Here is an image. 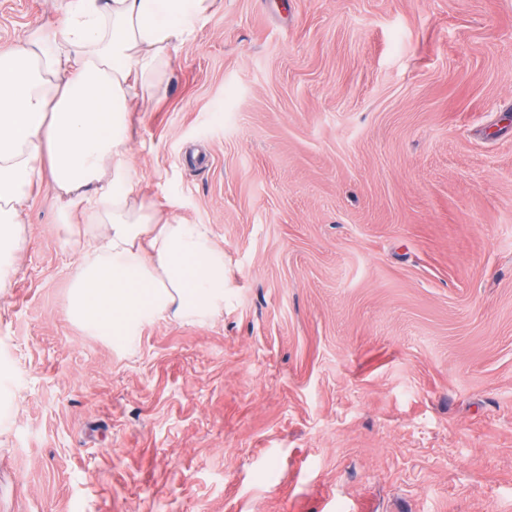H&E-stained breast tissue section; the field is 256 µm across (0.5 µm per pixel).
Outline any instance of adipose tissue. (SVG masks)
I'll list each match as a JSON object with an SVG mask.
<instances>
[{
	"mask_svg": "<svg viewBox=\"0 0 512 512\" xmlns=\"http://www.w3.org/2000/svg\"><path fill=\"white\" fill-rule=\"evenodd\" d=\"M216 0H63L51 28L0 51V287L23 240L36 187L58 220L104 225L72 285L71 313L113 348L132 349L167 318L224 304V253L204 224L164 216L138 189L133 116L173 52L193 41Z\"/></svg>",
	"mask_w": 512,
	"mask_h": 512,
	"instance_id": "ef3b65f1",
	"label": "adipose tissue"
}]
</instances>
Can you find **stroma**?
Wrapping results in <instances>:
<instances>
[{
  "label": "stroma",
  "mask_w": 512,
  "mask_h": 512,
  "mask_svg": "<svg viewBox=\"0 0 512 512\" xmlns=\"http://www.w3.org/2000/svg\"><path fill=\"white\" fill-rule=\"evenodd\" d=\"M56 0H0V50ZM142 195L224 307L120 352L49 187L0 288V512H512V0H218Z\"/></svg>",
  "instance_id": "35a3bbf8"
}]
</instances>
